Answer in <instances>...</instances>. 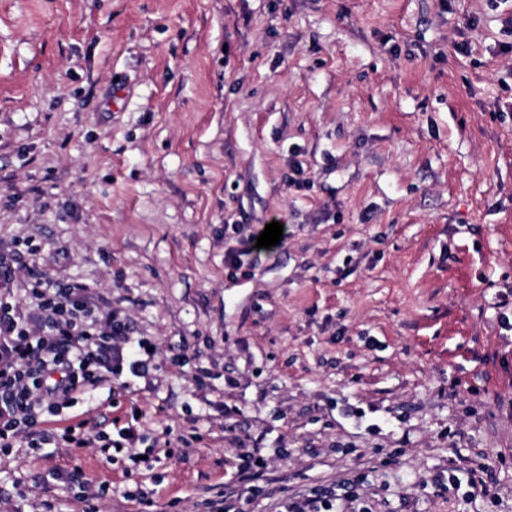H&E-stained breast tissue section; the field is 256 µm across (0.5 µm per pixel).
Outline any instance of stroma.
Segmentation results:
<instances>
[{"instance_id": "stroma-1", "label": "stroma", "mask_w": 512, "mask_h": 512, "mask_svg": "<svg viewBox=\"0 0 512 512\" xmlns=\"http://www.w3.org/2000/svg\"><path fill=\"white\" fill-rule=\"evenodd\" d=\"M22 238L0 300L84 283L156 345L45 431L138 408L166 454L16 447L0 512H212L257 457L224 512H512V0H0ZM336 492L324 495L314 491L307 495L301 503L289 502L285 512H335L336 510Z\"/></svg>"}]
</instances>
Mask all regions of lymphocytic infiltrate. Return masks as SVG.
<instances>
[{
	"label": "lymphocytic infiltrate",
	"mask_w": 512,
	"mask_h": 512,
	"mask_svg": "<svg viewBox=\"0 0 512 512\" xmlns=\"http://www.w3.org/2000/svg\"><path fill=\"white\" fill-rule=\"evenodd\" d=\"M36 302L33 317L0 304V447L26 435L38 447L46 434L39 417L92 400L103 386L127 387L129 378L147 375V338L132 339L119 312L100 315L91 288L83 283L54 287L35 279L28 290Z\"/></svg>",
	"instance_id": "obj_1"
}]
</instances>
